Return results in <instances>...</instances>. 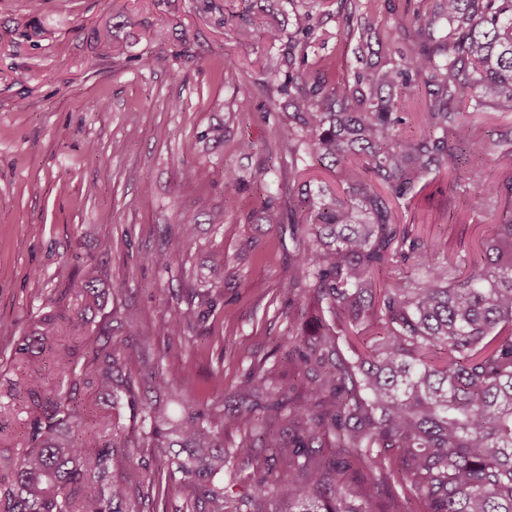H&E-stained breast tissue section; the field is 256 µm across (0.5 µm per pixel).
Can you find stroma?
<instances>
[{
  "label": "stroma",
  "mask_w": 512,
  "mask_h": 512,
  "mask_svg": "<svg viewBox=\"0 0 512 512\" xmlns=\"http://www.w3.org/2000/svg\"><path fill=\"white\" fill-rule=\"evenodd\" d=\"M358 29L338 0H324L317 55L334 77L398 63V47L430 0H367ZM245 0H0V477L20 457L26 415L10 383L29 371L14 356L45 304L67 309L88 272L108 284L103 313L112 338L139 346L144 362L134 379L183 371L184 406L231 410L232 394L259 366L302 399L305 385L288 359L293 319L311 295L291 287L296 241L287 225L268 224L259 202L287 191H337L334 173L311 167L296 179L286 147L287 97L269 101L262 86L267 59L285 53L294 32L288 0H262L252 34L236 29ZM281 30L279 41L266 36ZM251 102L237 111L236 99ZM247 140L255 149L240 152ZM207 166L205 182L194 170ZM238 182L227 185L225 169ZM403 200L399 219L424 236L446 239L449 261L461 249L447 229L449 213L470 224L497 223L505 201L467 200L448 175ZM224 221L210 223L215 210ZM191 234L178 240L183 221ZM178 248L171 268L150 254ZM200 316L179 337L162 322L189 306ZM247 433L224 426L230 463L217 481L248 490L260 469L282 471L264 448L245 447ZM147 471H162L171 492L166 512H188L179 472L165 469L174 451L139 448Z\"/></svg>",
  "instance_id": "stroma-1"
}]
</instances>
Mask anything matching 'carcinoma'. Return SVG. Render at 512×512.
<instances>
[{
    "instance_id": "carcinoma-1",
    "label": "carcinoma",
    "mask_w": 512,
    "mask_h": 512,
    "mask_svg": "<svg viewBox=\"0 0 512 512\" xmlns=\"http://www.w3.org/2000/svg\"><path fill=\"white\" fill-rule=\"evenodd\" d=\"M301 2L292 48L266 62L264 88L293 108L288 153L330 162L341 194L289 192L260 209L267 223L295 229L298 277L289 287L313 295L291 360L306 397L293 400L258 366L234 393L230 417L190 408L171 419L184 374L137 389L142 351L112 343V320L95 322L91 277L78 285L82 310L51 302L17 345L29 361L49 353L69 388H49L39 369L25 376L26 448L0 484L3 512H142L145 495L160 499L170 488L140 471V445L181 448L185 456L168 466L181 472L188 502L224 512L232 496L214 478L228 463L226 420L263 448L288 449L281 468L299 474L262 475L245 497L253 512H268L271 493L286 512H372L378 484L333 488L327 463L308 453L315 446L346 454L338 474L354 461L404 486L424 504L413 512H512V172L499 184L508 202L500 222L462 228L473 236L454 264L396 218L400 200L433 171L447 169L454 187L483 196L479 162L492 143L470 132L469 116L489 98L512 111V0H436V13H414L400 63L332 84L308 73L318 0ZM439 14L449 27L436 40ZM415 86L427 109L418 133L405 136L406 90ZM198 317L189 307L165 329L180 336ZM63 331L80 344L59 345ZM123 401L143 424L138 443L100 412Z\"/></svg>"
}]
</instances>
